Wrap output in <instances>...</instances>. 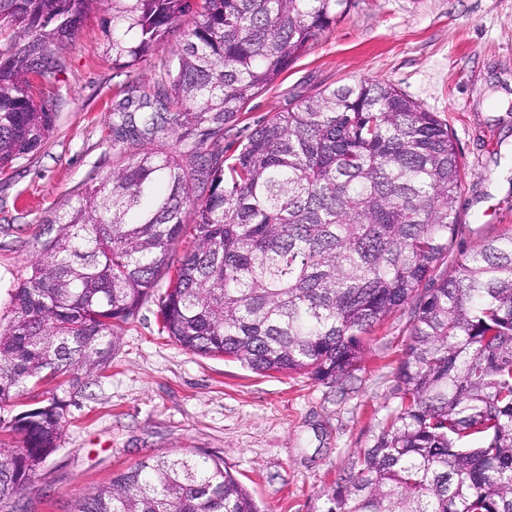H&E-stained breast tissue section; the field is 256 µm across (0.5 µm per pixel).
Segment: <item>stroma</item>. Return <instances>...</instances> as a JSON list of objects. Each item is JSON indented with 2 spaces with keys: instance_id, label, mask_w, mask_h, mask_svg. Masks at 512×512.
<instances>
[{
  "instance_id": "1",
  "label": "stroma",
  "mask_w": 512,
  "mask_h": 512,
  "mask_svg": "<svg viewBox=\"0 0 512 512\" xmlns=\"http://www.w3.org/2000/svg\"><path fill=\"white\" fill-rule=\"evenodd\" d=\"M110 13L86 19L61 55L70 88L48 142L0 180V318L47 237V218L123 161L112 148V102L128 80L151 84L156 58L132 74L113 69ZM363 79L392 84L446 122L464 162L454 252L512 233V0H353L349 14L247 101L224 153L288 104L291 95ZM399 310L366 338L360 370L340 384L258 374L189 351L144 307L105 368L77 386L26 391L16 415L65 400L57 449L17 495L15 512H73L113 474L150 457L220 458L262 512H319L321 495L370 447L395 401L393 374L407 340Z\"/></svg>"
}]
</instances>
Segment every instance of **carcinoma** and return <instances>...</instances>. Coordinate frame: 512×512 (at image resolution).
Here are the masks:
<instances>
[{
  "label": "carcinoma",
  "mask_w": 512,
  "mask_h": 512,
  "mask_svg": "<svg viewBox=\"0 0 512 512\" xmlns=\"http://www.w3.org/2000/svg\"><path fill=\"white\" fill-rule=\"evenodd\" d=\"M352 0H0V175L50 138L69 95L59 50L112 11V66L159 58L112 104L127 160L86 186L10 294L0 410L30 385L108 364L152 302L180 346L326 384L409 307L396 405L319 512H512V235L448 257L464 165L448 124L373 80L291 97L224 159L246 102ZM193 27L180 32L183 17ZM207 193L194 196V186ZM192 222L186 223V214ZM56 397L0 425V502L57 448ZM74 512H259L224 462L175 454L119 472Z\"/></svg>",
  "instance_id": "cac0c4a2"
}]
</instances>
